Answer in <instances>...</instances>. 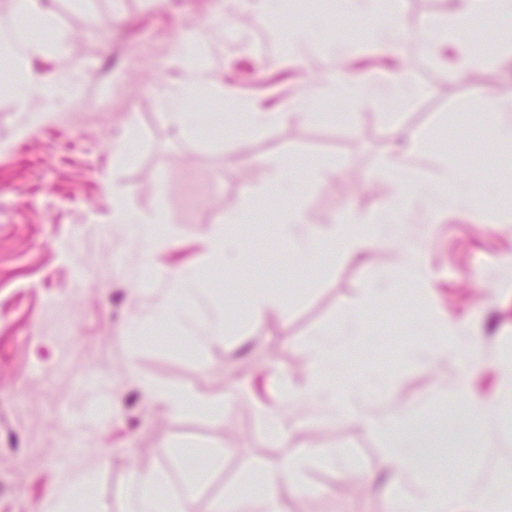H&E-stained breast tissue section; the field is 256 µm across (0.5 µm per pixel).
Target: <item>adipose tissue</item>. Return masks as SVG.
<instances>
[{
    "label": "adipose tissue",
    "mask_w": 512,
    "mask_h": 512,
    "mask_svg": "<svg viewBox=\"0 0 512 512\" xmlns=\"http://www.w3.org/2000/svg\"><path fill=\"white\" fill-rule=\"evenodd\" d=\"M482 2L484 18L500 36L496 57L512 59V0H453L445 22L431 26L428 40L432 43L456 48L461 53V70L472 73L483 69L489 62L487 56L473 49L476 33L470 24L474 2ZM35 0H16L20 13L27 24L16 20H0V55L11 58H35L48 51V44L33 37V30L52 25L50 14L38 11ZM215 42L212 35H197L177 39L173 56L181 68L178 84L164 92L162 102L172 117L182 125L188 124L194 103L204 98L213 84L212 72L206 60ZM85 74L79 63L67 62L64 68L52 73L27 70L13 82L10 94L16 111L24 116L19 133H27L41 121L46 110L45 103L53 101L60 94L79 96ZM409 72H397L394 83L388 87H376L365 79H353L344 72L331 71L324 91L306 88L295 108L296 116L314 120L316 107L322 95L355 97L371 94L389 117H396L409 100L417 93ZM386 173L392 181L396 196L392 201L381 204L373 212L364 214L351 212L347 219L334 226L329 239H322L317 233L309 215L301 206L289 207L284 224L279 227L281 239L292 254L305 258H322L325 242H332L337 255L355 258L377 243L397 244L402 242V228L410 223L418 206H425L429 217H436L442 204L468 208L474 205L473 197L460 192L458 184L461 173L451 164H444L432 182H422L416 167L399 157H389ZM169 301L154 309L153 317L168 321L187 320L188 314L181 301L185 298L203 295L199 279L175 272L169 276ZM361 328L359 313H348L339 326L320 333L310 349L311 363L304 378L303 387L283 383L280 388V402L288 405L301 398H325L331 383L341 379L340 355L358 336ZM147 398L163 404L168 413L178 415L195 409L204 412L224 414L227 402H213L192 390H161L147 385L143 388ZM331 413L343 419L360 418L373 427L386 443L383 469L387 483L392 489L390 512H454L452 504L443 491L432 482L422 479V474L433 459L436 448L435 432L423 421H412L409 412L403 408L388 410L374 416L358 412L351 404L331 406ZM167 475L162 471L138 473L134 482L138 488V512H187V502L193 494L194 484H187L180 497L158 498L155 491L164 486Z\"/></svg>",
    "instance_id": "obj_1"
}]
</instances>
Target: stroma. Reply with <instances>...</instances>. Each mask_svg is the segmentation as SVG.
I'll return each instance as SVG.
<instances>
[{"mask_svg":"<svg viewBox=\"0 0 512 512\" xmlns=\"http://www.w3.org/2000/svg\"><path fill=\"white\" fill-rule=\"evenodd\" d=\"M56 25L45 56L30 67L50 72L63 56L93 61L85 96L57 100L45 121L14 140L21 116L0 94V512H39L54 496L61 472L93 475L95 512H136L131 476L161 470L179 494L177 455L220 448L224 468L201 474L190 512H213L234 494L238 512H266L249 481L257 469L275 470L289 459L303 465L280 488L283 512H388L389 491L380 478L385 443L357 420L339 421L320 404L282 408V380L301 382L315 335L351 311L365 312L355 347L344 355L347 377L378 376L386 391L363 387L360 405L382 413L388 405L434 425L446 461H434L426 480H452L457 512L474 500L512 490L494 471L512 442V288L501 287L512 263V173L501 161L512 148L475 143L474 124L491 125L512 113V65L486 66L487 108L470 114L475 89L452 63L439 60L422 39L448 17L443 0H400L393 22L405 34L400 50L375 64L366 26L346 21L342 0H280L283 27L308 26L312 40L280 57L267 26L264 0H41ZM97 28H90V18ZM224 28L211 69L209 106L195 128L181 130L163 106L161 92L181 73L171 49L183 33ZM349 49L338 62L323 47ZM385 85L395 65L428 72L433 80L397 117L372 100L327 112L343 121L292 119L268 124L242 154L232 131L227 96L281 112L292 110L306 85H324L332 65ZM130 156L113 160L127 134ZM403 146L422 178L432 181L439 160L453 156L479 204L450 209L427 222L418 212L408 229L423 256L432 291L396 286L400 249L378 244L359 261L339 259L325 268L293 256L278 237L271 214L288 201L272 187L277 163L296 169L298 194L320 232L350 211L363 213L395 195L384 161ZM116 193L105 192L103 182ZM248 202L240 233L263 241L232 266L216 261L205 236L225 209ZM164 210L151 253L112 211ZM209 267L207 298L189 305L204 318L222 288L233 291L223 342L203 344L181 326L142 317L169 299L167 273ZM390 283L374 297L377 282ZM257 289L276 292L288 311L257 319L249 310ZM459 327L457 356H401L411 342H427L440 320ZM470 389L493 408L495 427L464 440L467 424L458 391L462 367ZM191 389L213 399L233 394L227 414L188 411L171 416L148 401L143 384ZM284 412L288 437L268 431L264 409ZM174 448L161 455L160 446ZM353 461L332 465L330 452Z\"/></svg>","mask_w":512,"mask_h":512,"instance_id":"stroma-1","label":"stroma"}]
</instances>
